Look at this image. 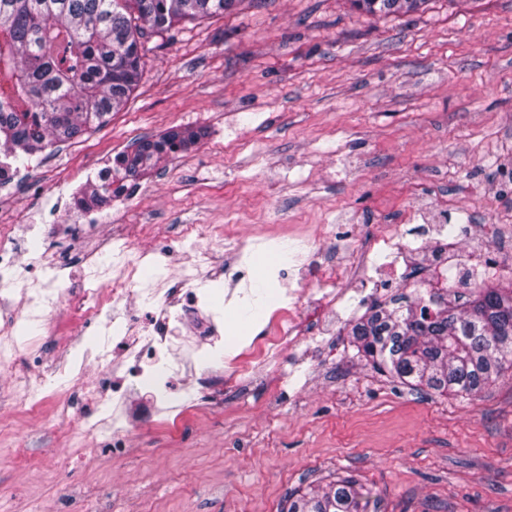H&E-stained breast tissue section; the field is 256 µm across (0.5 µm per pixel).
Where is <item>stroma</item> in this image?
<instances>
[{
	"label": "stroma",
	"mask_w": 512,
	"mask_h": 512,
	"mask_svg": "<svg viewBox=\"0 0 512 512\" xmlns=\"http://www.w3.org/2000/svg\"><path fill=\"white\" fill-rule=\"evenodd\" d=\"M185 128L206 136L71 222L69 197L117 154ZM20 170L0 189V228L21 239L39 225L53 274L73 288L89 246L116 225L135 248L158 243L140 266L158 269L166 295L186 261L185 225L250 241V264L224 269L227 339L258 336L288 291L319 301L284 262L300 234L341 266L339 244L411 216L429 229L442 212L460 257H493L484 284L510 282L512 0H430L380 18L351 0H240L233 13L148 37L125 107ZM441 250L433 236L401 261L377 258L368 285L338 280L350 307L333 334L225 376L217 403L200 392L203 363L184 366L174 381L182 420L154 415L134 392L120 455L81 430L62 391L40 390L34 413L10 391L18 375L68 369L46 331L34 333L0 366V512H282L290 490L344 473L381 512H512V370L476 397H440L365 366L349 336L373 305L416 289L413 273ZM47 314L75 354L92 352L91 380L112 374L96 355L111 348L113 322L146 318L108 302L87 327L62 304ZM21 449L44 453L42 469L18 466Z\"/></svg>",
	"instance_id": "stroma-1"
}]
</instances>
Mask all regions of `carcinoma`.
I'll return each instance as SVG.
<instances>
[{
  "label": "carcinoma",
  "instance_id": "obj_1",
  "mask_svg": "<svg viewBox=\"0 0 512 512\" xmlns=\"http://www.w3.org/2000/svg\"><path fill=\"white\" fill-rule=\"evenodd\" d=\"M241 0H0V148L20 162L81 137L127 103L142 76L144 39L182 22L229 14ZM369 16L408 14L429 0H353ZM199 130L141 139L116 156L78 199L100 207L125 183L199 142ZM357 353L413 389L469 397L512 369V287L476 285L448 294L400 296L351 328ZM287 512H365L352 476L288 495Z\"/></svg>",
  "mask_w": 512,
  "mask_h": 512
}]
</instances>
